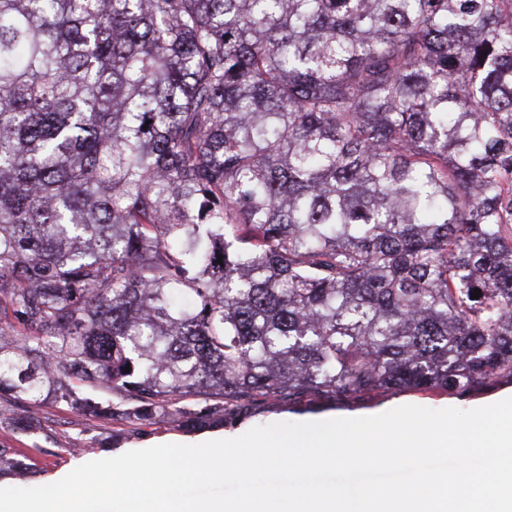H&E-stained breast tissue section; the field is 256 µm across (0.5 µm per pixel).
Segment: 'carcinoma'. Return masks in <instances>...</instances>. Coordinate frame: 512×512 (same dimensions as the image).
<instances>
[{
  "label": "carcinoma",
  "instance_id": "cac0c4a2",
  "mask_svg": "<svg viewBox=\"0 0 512 512\" xmlns=\"http://www.w3.org/2000/svg\"><path fill=\"white\" fill-rule=\"evenodd\" d=\"M505 378L512 0H0V396Z\"/></svg>",
  "mask_w": 512,
  "mask_h": 512
}]
</instances>
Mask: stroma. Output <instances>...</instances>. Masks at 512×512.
Wrapping results in <instances>:
<instances>
[{"mask_svg":"<svg viewBox=\"0 0 512 512\" xmlns=\"http://www.w3.org/2000/svg\"><path fill=\"white\" fill-rule=\"evenodd\" d=\"M482 389L464 397L441 393L396 391L353 403L324 402L312 412L289 407L284 402L254 403L234 418L217 424L219 432L237 434L274 422H311L348 416L358 410L388 411L402 405L431 409L453 406L472 409L490 398ZM196 429L179 425L170 417L155 415L147 423H118L111 417L76 411L62 402L19 403L0 398V448L17 454L33 470L31 486L48 485L62 479L76 465L109 458L155 445L162 440H189Z\"/></svg>","mask_w":512,"mask_h":512,"instance_id":"1","label":"stroma"}]
</instances>
